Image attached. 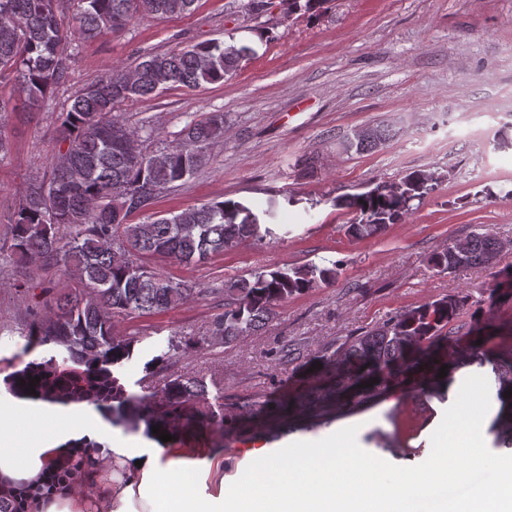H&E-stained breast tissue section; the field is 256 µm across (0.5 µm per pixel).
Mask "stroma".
Here are the masks:
<instances>
[{
  "mask_svg": "<svg viewBox=\"0 0 512 512\" xmlns=\"http://www.w3.org/2000/svg\"><path fill=\"white\" fill-rule=\"evenodd\" d=\"M245 0H197L191 13L138 18L118 34L72 46L70 85L39 112L0 115V244L29 183L47 171L58 151L57 116L70 92L115 66L218 39L251 47L226 82L123 103L118 115L130 127L150 124L146 151L166 147L173 132L211 112L224 115L222 142L211 162L179 187L160 194L149 213L166 214L211 200L232 199L276 217L272 236L225 251L208 263L185 266L153 258L160 273L194 287V295L167 312L117 316V336L172 335L200 342L167 366V373L215 376L224 382V429L207 422L180 432L187 476L201 493L238 480L256 455L298 441L323 439L357 426L368 453L398 466L423 463L431 435L451 406L448 397L393 392L359 411L328 406L310 417L265 416L258 407L323 385V367L353 337L401 311L445 296L461 298L456 320V361L466 375L495 383L492 362L471 358V329L493 336L494 353L512 354V294L495 292V271L512 269V0H328L320 16H286L282 0L246 15ZM483 117L484 137L449 135L447 119ZM387 124L396 134L373 152H345L342 143L359 126ZM441 174L438 187L377 237H352V210L341 198L390 184L414 170ZM480 225L501 243L494 265L448 274L430 265L437 249ZM335 261V282L289 297L257 334L222 346L207 341L218 299L204 295L215 280L265 266ZM38 288L16 292L10 269H0V360H25L30 346L19 328L31 306L49 314V299L63 277L40 271ZM293 349L294 361L276 351ZM222 459L215 474L207 460Z\"/></svg>",
  "mask_w": 512,
  "mask_h": 512,
  "instance_id": "obj_1",
  "label": "stroma"
}]
</instances>
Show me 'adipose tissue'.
Wrapping results in <instances>:
<instances>
[{
  "label": "adipose tissue",
  "mask_w": 512,
  "mask_h": 512,
  "mask_svg": "<svg viewBox=\"0 0 512 512\" xmlns=\"http://www.w3.org/2000/svg\"><path fill=\"white\" fill-rule=\"evenodd\" d=\"M88 409L84 402L65 405L51 399H28L11 408L0 407V492L33 495L38 477L66 454L68 444L87 438L94 445L85 451L82 470L93 497L114 503L136 496L148 512H224L223 498L199 497L184 479V451L180 448L171 449L165 459L159 452L127 444L114 451L115 474L102 479L99 461L109 435ZM57 421L63 428L55 442L32 432L24 444H17L22 426Z\"/></svg>",
  "instance_id": "ef3b65f1"
}]
</instances>
